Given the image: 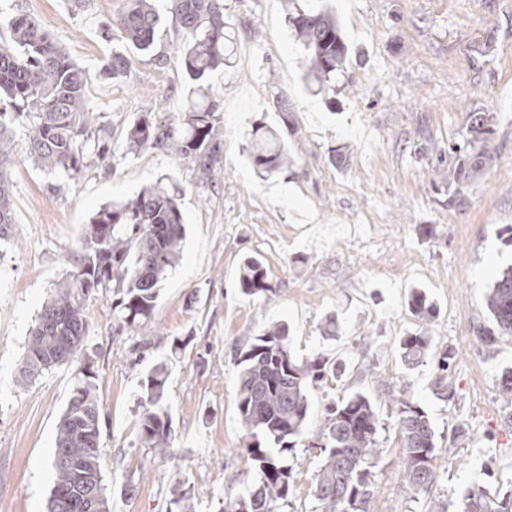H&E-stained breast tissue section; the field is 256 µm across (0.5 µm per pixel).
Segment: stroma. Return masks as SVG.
Returning <instances> with one entry per match:
<instances>
[{
  "mask_svg": "<svg viewBox=\"0 0 512 512\" xmlns=\"http://www.w3.org/2000/svg\"><path fill=\"white\" fill-rule=\"evenodd\" d=\"M118 0H0V29L18 13L35 15L80 66L100 71L121 49L103 39ZM355 58L336 78L335 109L301 79L302 50L279 0H224L237 32L229 67L208 82L223 103L224 158L198 183L175 154L125 155L129 123L142 112L181 109L190 82L174 47L181 33L166 22L157 49L165 68L134 54L120 80L93 82L116 157L80 180L39 168L26 154L27 130L14 128L10 166L14 241L0 246V512H46L54 482L49 465L57 425L71 396L77 363L28 385L16 376L27 334L55 283L74 268L81 233L100 206L160 178L180 183L186 237L152 318L119 329L112 294L90 300L86 319L96 348L102 407L101 462L113 512H169L176 481L188 480L195 512H219L225 497L253 485L245 431L236 411L238 368L232 348L274 322L289 323L296 356L323 353L347 364L316 383L309 432L324 403L367 392L382 430L372 489L378 512H422L399 488L396 395L429 414L441 451L431 496L441 512H459L469 489L512 484V407L496 392L512 367V343L486 354L477 338L492 325L485 295L512 265V0H323ZM290 111L273 107L276 95ZM486 132L472 141L475 117ZM283 128L291 162L269 179L253 171L247 133L256 123ZM347 146L342 164L329 152ZM465 165L469 176L455 180ZM264 263L273 295L249 299L238 289L247 254ZM422 289L437 307L436 346L457 358L448 376L454 401L432 391V365L406 372L400 336L417 320L408 302ZM341 333L324 339L327 315ZM179 353H172L173 343ZM367 343V354L358 346ZM175 355L167 384L172 448L138 444L139 381ZM466 435L453 438L456 426ZM293 495L283 512H313L319 449L299 440ZM239 474L230 484L231 474Z\"/></svg>",
  "mask_w": 512,
  "mask_h": 512,
  "instance_id": "obj_1",
  "label": "stroma"
}]
</instances>
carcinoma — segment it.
Masks as SVG:
<instances>
[{"instance_id": "carcinoma-1", "label": "carcinoma", "mask_w": 512, "mask_h": 512, "mask_svg": "<svg viewBox=\"0 0 512 512\" xmlns=\"http://www.w3.org/2000/svg\"><path fill=\"white\" fill-rule=\"evenodd\" d=\"M164 2L160 8L154 0H119L112 28L131 50L154 55L163 67L169 57L155 52V47L165 14L172 15L182 33L176 55L191 88L183 112H146L129 125L125 155L149 148L169 150L192 166L197 181L206 182L222 162L224 132L218 121L222 105L205 90V83L211 73L229 64L236 31L224 19V0ZM288 6V23L305 53V79L316 93L325 94L345 65L348 44L333 12L306 8L298 0H288ZM10 38L13 46H0V246L13 238L8 173L14 148L11 126L29 127L27 151L35 162L77 180L90 164L115 158L111 143L95 134L99 116L91 109L88 88L99 76L120 79L129 68L128 56L114 51L103 70L91 73L70 59L29 14L12 18ZM248 153L252 167L264 178L288 165L282 136L262 125L253 129ZM182 194L178 184L158 181L133 197L102 205L84 227L75 269L56 285L29 332L18 383L36 380L69 361H83L58 424L47 512H112L101 467V407L94 391V350L85 311L98 293L111 292L117 297L112 317L119 328L134 329L152 317L185 237ZM238 285L249 298L273 292L262 260L253 255L242 260ZM486 304L493 327L479 341L494 353L501 344L512 342V267L495 279ZM409 309L419 325L400 337L399 357L409 371L429 359L436 362L433 390L450 401L455 389L448 382V369L455 353L433 349L428 325L436 307L417 291ZM175 355L174 347L140 381L139 444L156 456L166 455L171 444L172 419L166 399ZM232 357L239 368L236 407L257 480L247 494L225 498L221 512H277L289 503L292 491L288 453L307 435L313 406L310 387L326 377L342 376L345 368L321 355H293L285 323L234 346ZM497 392L502 402L512 405V368L498 376ZM396 405L400 487L413 498L425 496L436 481L438 433L412 397L404 394ZM322 415V426L309 441V447L323 453L313 486L321 512H375L371 477L382 448L379 418L369 397L356 391L329 401ZM172 496L174 512H186L191 493L185 482H177ZM461 512H512V489L505 493L484 486L470 490Z\"/></svg>"}]
</instances>
